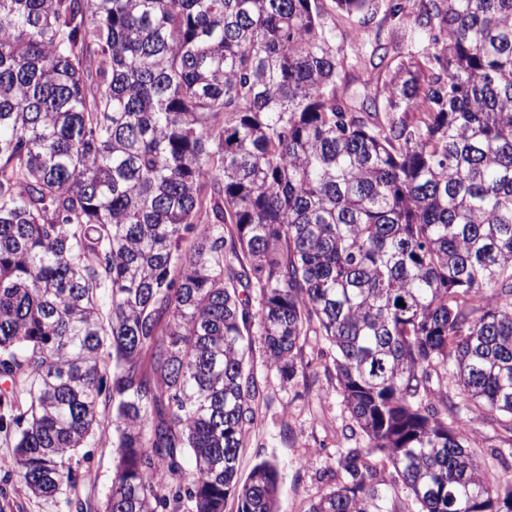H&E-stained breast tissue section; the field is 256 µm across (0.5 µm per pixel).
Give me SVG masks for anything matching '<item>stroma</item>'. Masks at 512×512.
<instances>
[{
	"instance_id": "35a3bbf8",
	"label": "stroma",
	"mask_w": 512,
	"mask_h": 512,
	"mask_svg": "<svg viewBox=\"0 0 512 512\" xmlns=\"http://www.w3.org/2000/svg\"><path fill=\"white\" fill-rule=\"evenodd\" d=\"M327 23L335 28L339 46L354 39L368 47L380 45L392 60L407 52L401 29L385 10L352 17L332 11ZM251 341L248 366L261 398L257 421L240 453V470L249 473L260 460L276 457L280 463L278 512H304L311 500L334 485L328 472L336 467L349 416L336 392L334 377L322 371L314 375L301 366L293 378H285L270 367L261 336H252ZM471 439L490 477L512 479L511 433L484 421L474 425ZM86 454L79 491L94 512H99L115 476V450L94 439Z\"/></svg>"
}]
</instances>
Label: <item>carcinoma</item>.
<instances>
[{"instance_id":"1","label":"carcinoma","mask_w":512,"mask_h":512,"mask_svg":"<svg viewBox=\"0 0 512 512\" xmlns=\"http://www.w3.org/2000/svg\"><path fill=\"white\" fill-rule=\"evenodd\" d=\"M387 12L427 47L358 102L319 0H0L1 499L76 489L97 434L104 512H276L277 460L239 473L256 325L290 377L322 338L367 440L305 512H391L388 467L512 512L470 436L512 433V0Z\"/></svg>"}]
</instances>
